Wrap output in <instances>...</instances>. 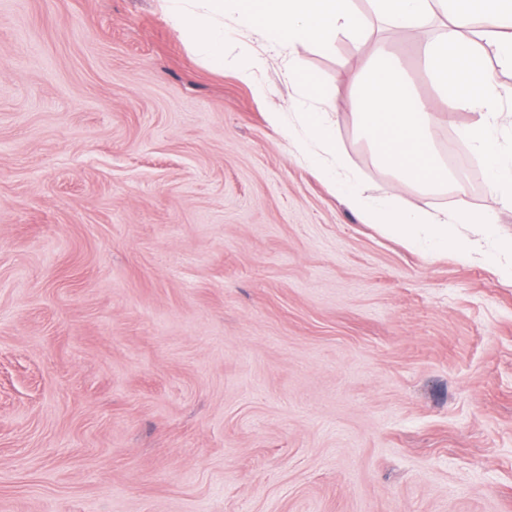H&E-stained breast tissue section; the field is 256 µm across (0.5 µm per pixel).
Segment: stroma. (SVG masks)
I'll list each match as a JSON object with an SVG mask.
<instances>
[{
  "instance_id": "stroma-1",
  "label": "stroma",
  "mask_w": 512,
  "mask_h": 512,
  "mask_svg": "<svg viewBox=\"0 0 512 512\" xmlns=\"http://www.w3.org/2000/svg\"><path fill=\"white\" fill-rule=\"evenodd\" d=\"M224 29L217 70L163 0H0V512H512V209L452 159L473 258L384 235L266 118L417 201L352 115L365 45ZM417 46L444 155L473 116Z\"/></svg>"
}]
</instances>
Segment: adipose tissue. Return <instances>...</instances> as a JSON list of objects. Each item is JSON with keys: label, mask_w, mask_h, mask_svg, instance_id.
I'll list each match as a JSON object with an SVG mask.
<instances>
[{"label": "adipose tissue", "mask_w": 512, "mask_h": 512, "mask_svg": "<svg viewBox=\"0 0 512 512\" xmlns=\"http://www.w3.org/2000/svg\"><path fill=\"white\" fill-rule=\"evenodd\" d=\"M167 17L211 65H224V14L256 30L273 47L298 49L308 44L335 46L339 36L369 41L371 52L352 79L354 115L386 167L421 193L453 182L434 148L430 130L437 115L416 94L388 36L432 24L436 34L422 45L427 71L450 109L475 113L463 132L473 151L484 158L487 191L512 206V160L498 151V133L512 116L502 109L497 68L512 69V0H371L370 13L353 0H165ZM297 152L348 204L390 236L433 254L459 249L456 227L487 224L488 215L459 206L439 215L420 203H403L391 194L371 199L356 191L336 132L323 113L302 116Z\"/></svg>", "instance_id": "ef3b65f1"}]
</instances>
